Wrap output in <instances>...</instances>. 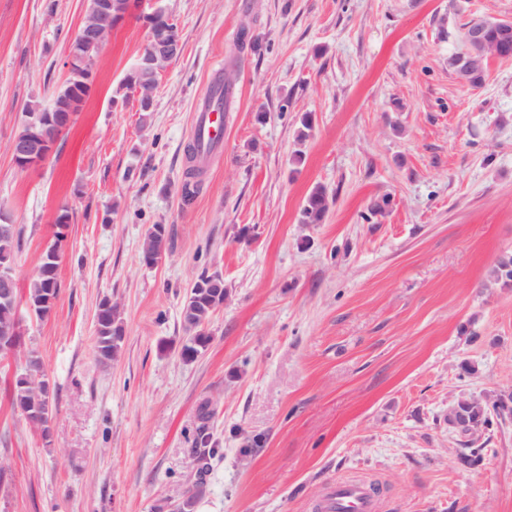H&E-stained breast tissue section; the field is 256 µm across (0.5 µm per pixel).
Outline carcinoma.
I'll return each instance as SVG.
<instances>
[{
	"label": "carcinoma",
	"mask_w": 512,
	"mask_h": 512,
	"mask_svg": "<svg viewBox=\"0 0 512 512\" xmlns=\"http://www.w3.org/2000/svg\"><path fill=\"white\" fill-rule=\"evenodd\" d=\"M483 24V38L492 45H497L499 58H512V35L508 38L502 36V26L499 21L481 20ZM471 53L469 45H464V50L456 52L448 57V68L453 71L459 80L471 87L479 88L485 81L488 61L480 59V54L474 55V60L466 67L460 65L461 59ZM163 66L160 61L150 62L146 55H141L136 67L124 80L122 88L129 89V80L135 79L141 86L150 91L154 89L159 69ZM89 86H78L73 93L61 96L60 91H55L51 98L52 104L64 107L80 109ZM335 201L326 187L317 185L307 196L301 210V223L321 224L325 221L331 206ZM20 246V234L13 230L8 234H0V260L9 259L15 249ZM167 249L166 233H156L151 227L144 235L141 244L142 256L159 255ZM492 283L503 288H512V253L501 255L491 273ZM209 277L203 273L199 276V282L188 291L183 308L182 318L185 330L189 333L187 342L182 346L181 357L184 361L195 360L212 341L207 331V324L212 314L224 304L225 291L208 287ZM59 289L57 279V267L50 262L42 261L38 274L33 278L23 295H17L20 300H25L33 314L42 319L47 316L52 304L48 303L51 289ZM96 353L98 361L107 365L114 360L122 347L124 328L120 319L118 308H112V312L102 309L96 313ZM15 400L25 402L30 413L28 423L41 429L49 430L52 418V409H47L42 404V395L29 388H16ZM504 408L502 395L495 394L485 398L464 396L448 409V413L458 412L465 422L472 427V432L460 429L461 450L457 455V463L466 469L478 467L484 458V446L479 443L480 438L493 429L494 424L503 420L501 409ZM215 411L209 408V402L201 403L197 409L194 446L191 452L196 454L201 462V470L209 472L211 460L219 453V449L213 447L212 420ZM207 491V483L204 480L194 482L187 488L181 503L182 512H192L196 501L203 497Z\"/></svg>",
	"instance_id": "cac0c4a2"
}]
</instances>
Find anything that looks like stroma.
Instances as JSON below:
<instances>
[{
    "label": "stroma",
    "mask_w": 512,
    "mask_h": 512,
    "mask_svg": "<svg viewBox=\"0 0 512 512\" xmlns=\"http://www.w3.org/2000/svg\"><path fill=\"white\" fill-rule=\"evenodd\" d=\"M159 4L182 53L152 111L122 97L149 39L131 20L49 160L22 171L10 143L64 83L87 0H0V221L21 232L19 289L61 251L51 313L22 311L21 350L0 357V512H173L205 399L221 456L194 512H315L339 479L372 484L378 512H512V417L474 469L447 422L461 396L512 391V288L490 282L512 252V58L477 89L448 67L465 23L512 22V0ZM217 73L224 148L186 201L193 106ZM318 184L335 201L306 225ZM156 224L168 245L149 264ZM216 271L227 295L187 363L181 307ZM106 298L124 339L103 366ZM29 350L52 387L46 437L9 398ZM156 226L158 225H153L151 228L148 229V231L144 235L141 244V253L143 258L147 257L148 254L160 255L161 253H165L167 249L166 229L164 227L162 233L158 235L155 231ZM162 257L163 254H161L156 261H158Z\"/></svg>",
    "instance_id": "35a3bbf8"
}]
</instances>
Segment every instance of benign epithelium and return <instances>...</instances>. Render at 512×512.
Wrapping results in <instances>:
<instances>
[{"mask_svg":"<svg viewBox=\"0 0 512 512\" xmlns=\"http://www.w3.org/2000/svg\"><path fill=\"white\" fill-rule=\"evenodd\" d=\"M158 0H127L125 12L114 15L112 13V0H96L94 18L81 24L76 35V42L81 44L86 53L77 55L68 52L65 68L69 75H79L84 81H91L96 57L93 53L102 50L112 31L128 18L143 19L150 26V36L147 44L148 57L164 59L172 62L181 53L180 37L174 34L156 33L154 24L156 18L166 15V12L157 6ZM49 120L37 116L32 122V131L29 135L15 138L10 144V153L14 164L25 171H35L41 168L49 159L57 141L67 132L73 122L74 113L63 106H49ZM16 279L12 264L0 265V300L6 303L14 312H19V304L14 298L13 288ZM20 331V318L16 317L9 327L0 329V349L12 354L16 351L15 336Z\"/></svg>","mask_w":512,"mask_h":512,"instance_id":"1","label":"benign epithelium"}]
</instances>
